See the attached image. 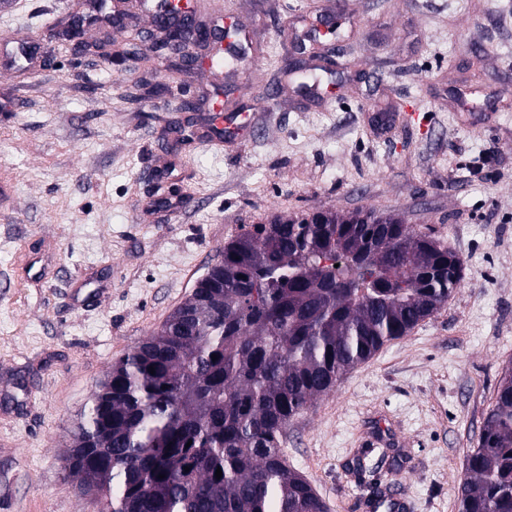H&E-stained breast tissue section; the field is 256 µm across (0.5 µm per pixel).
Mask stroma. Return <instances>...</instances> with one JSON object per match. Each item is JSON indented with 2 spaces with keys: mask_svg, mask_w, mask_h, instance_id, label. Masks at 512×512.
Instances as JSON below:
<instances>
[{
  "mask_svg": "<svg viewBox=\"0 0 512 512\" xmlns=\"http://www.w3.org/2000/svg\"><path fill=\"white\" fill-rule=\"evenodd\" d=\"M250 0L239 19L279 102L203 143L212 105L247 113V72L172 75L140 0L124 27L88 24L36 64L0 68V512H97L63 457L113 362L157 329L227 238L308 209H374L463 260L447 305L294 417L288 463L329 512H389L357 472L380 426L401 465L400 512H459L457 491L503 367L512 364V0ZM89 13L10 0L0 38ZM319 76L320 90L309 89ZM170 94L138 92L139 80ZM418 113L377 130L379 113Z\"/></svg>",
  "mask_w": 512,
  "mask_h": 512,
  "instance_id": "35a3bbf8",
  "label": "stroma"
}]
</instances>
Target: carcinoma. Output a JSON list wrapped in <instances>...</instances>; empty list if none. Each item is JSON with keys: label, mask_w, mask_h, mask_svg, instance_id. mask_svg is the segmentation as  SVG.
Here are the masks:
<instances>
[{"label": "carcinoma", "mask_w": 512, "mask_h": 512, "mask_svg": "<svg viewBox=\"0 0 512 512\" xmlns=\"http://www.w3.org/2000/svg\"><path fill=\"white\" fill-rule=\"evenodd\" d=\"M463 279L447 244L393 216L317 210L251 224L99 380L64 476L99 512H328L288 465V422L447 305ZM458 503L512 512V366Z\"/></svg>", "instance_id": "carcinoma-1"}]
</instances>
